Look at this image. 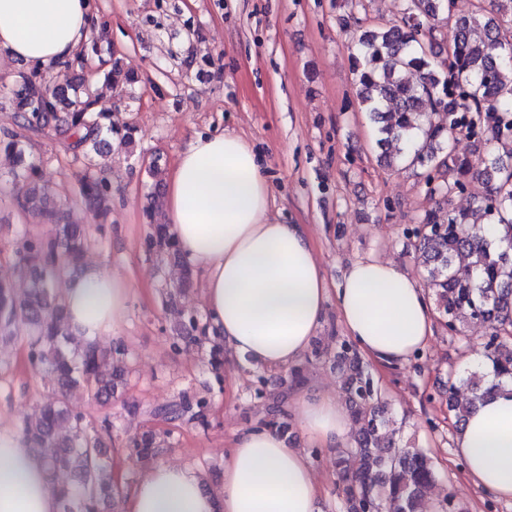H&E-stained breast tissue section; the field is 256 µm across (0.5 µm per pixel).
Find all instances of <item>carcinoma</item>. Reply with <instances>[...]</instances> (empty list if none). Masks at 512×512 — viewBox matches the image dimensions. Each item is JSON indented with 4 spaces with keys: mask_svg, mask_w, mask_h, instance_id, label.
<instances>
[{
    "mask_svg": "<svg viewBox=\"0 0 512 512\" xmlns=\"http://www.w3.org/2000/svg\"><path fill=\"white\" fill-rule=\"evenodd\" d=\"M344 2L356 98L376 126L380 161L387 167L406 161L426 170L427 193L445 202L474 179L484 185L471 209L440 207L405 228L416 239L424 288L434 297L448 335L462 340L469 325L486 328L488 368L448 375V408L458 427L480 403L512 383V0H492V12L479 3L461 8L458 0H405L399 20L374 30L362 28L363 0ZM104 39V30L92 32L81 52L62 64L64 70L83 68L88 56L101 53ZM104 76L116 87L135 83L134 75L116 64ZM12 101L20 128L62 138L74 155L88 161L103 153L112 136L109 115L95 109L96 95L82 80L66 75L51 86L34 73L22 74ZM461 133L499 151L476 160L460 157L454 141ZM0 146L28 167L22 136L11 134ZM79 197L99 214L108 213L112 189L104 171L82 181ZM9 202L20 214L38 215L51 226L47 236L26 239L13 252L14 265L27 280L25 296L17 297L12 284L0 280V347L22 345L34 372L57 378V388L44 395L39 413L24 423L21 434L40 450L48 475L66 468L78 477L77 483L60 487L62 512H100L102 499L121 493L102 450L101 434L112 432V420L108 414L96 419L73 410L69 393L79 388L100 408L108 407L124 375L123 350L75 338L63 298L52 288L63 268L81 266L86 229L61 222L47 205L45 187L35 180H25ZM484 224L499 225L500 234L484 237ZM151 244L176 249L164 224L153 226ZM207 340L192 317L181 323L174 345ZM336 358L348 364L342 390L359 425L356 447L336 451L344 512H426V489L435 481L430 457L399 445V430L356 347L336 339ZM208 405L204 397L183 393L150 414L205 428ZM283 417L275 401L267 405L261 424L281 431ZM61 428L66 430L62 440L56 436ZM159 443V434L145 431L131 438L126 459L145 461Z\"/></svg>",
    "mask_w": 512,
    "mask_h": 512,
    "instance_id": "carcinoma-1",
    "label": "carcinoma"
}]
</instances>
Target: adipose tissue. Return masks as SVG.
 <instances>
[{"instance_id": "obj_1", "label": "adipose tissue", "mask_w": 512, "mask_h": 512, "mask_svg": "<svg viewBox=\"0 0 512 512\" xmlns=\"http://www.w3.org/2000/svg\"><path fill=\"white\" fill-rule=\"evenodd\" d=\"M87 0H0V47L14 59L54 67L87 39ZM164 220L183 257L204 274L208 329L228 355L254 367L295 366L335 302L345 335L365 358L406 364L435 333L425 288L396 261L351 262L329 290L307 225L270 211L259 157L236 134L199 135L165 176ZM130 283L86 264L63 287L74 332L94 339L116 332ZM310 447L347 445L349 427L336 395L296 393L285 402ZM469 483L512 500V389L483 403L455 435ZM323 488L306 450L289 447L274 428L235 431L217 490L190 466L159 462L126 489L122 512H319ZM0 512H59L41 456L0 425Z\"/></svg>"}]
</instances>
